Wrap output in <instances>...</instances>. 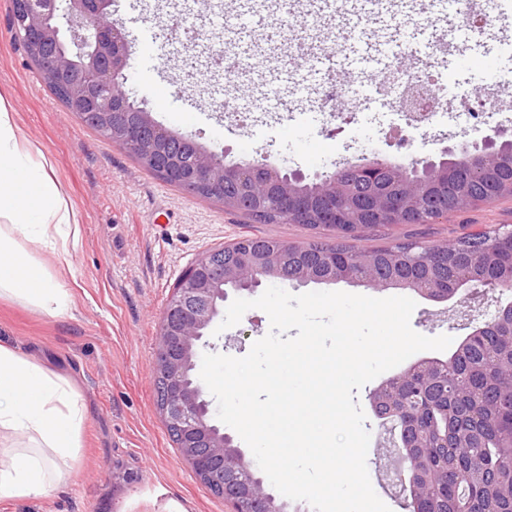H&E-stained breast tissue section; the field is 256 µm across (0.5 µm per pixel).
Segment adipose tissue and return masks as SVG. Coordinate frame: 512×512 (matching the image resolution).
Listing matches in <instances>:
<instances>
[{"label": "adipose tissue", "mask_w": 512, "mask_h": 512, "mask_svg": "<svg viewBox=\"0 0 512 512\" xmlns=\"http://www.w3.org/2000/svg\"><path fill=\"white\" fill-rule=\"evenodd\" d=\"M79 217L44 153L32 152L0 96V297L61 315L69 291L30 252L79 244ZM86 406L71 377L0 345V500H36L63 483L81 448Z\"/></svg>", "instance_id": "adipose-tissue-1"}]
</instances>
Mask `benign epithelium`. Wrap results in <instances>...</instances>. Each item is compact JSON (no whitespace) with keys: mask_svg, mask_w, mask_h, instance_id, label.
<instances>
[{"mask_svg":"<svg viewBox=\"0 0 512 512\" xmlns=\"http://www.w3.org/2000/svg\"><path fill=\"white\" fill-rule=\"evenodd\" d=\"M60 12L69 33L66 40L59 26L50 24ZM11 29L22 35L38 72L65 94L69 111L79 116L93 113L109 140L132 148L144 166L230 211L246 205L253 215L262 214L258 187L265 181L249 180L251 174L260 171L277 182L282 208L292 223L307 226L314 216L317 222L332 224L341 232L349 231L353 224L366 229L368 224L361 219L359 204L352 195L359 178L374 180L389 174L395 179H408L409 193L379 198L375 213L384 221L405 212L413 202L412 194L429 189L426 174L435 172L446 177L448 163L457 159L480 172L497 158L498 144L512 142L511 138H490L480 146H450L443 149L444 159L438 162L415 158L407 166L388 165L362 155L312 179L297 170L273 168L262 156L227 164L223 157L197 142L193 164L188 165L169 144L173 131L163 132L161 139L149 136L148 130L160 125L151 112L135 106L123 90L132 68L131 52L125 22L113 17L112 0H65L63 4L59 0H12ZM62 40L66 41V50L52 61L47 59L44 47ZM234 181L246 182L242 198H224V183ZM317 198L327 201L318 212L313 206ZM234 244L239 247L235 263L224 264V249H213L202 253L183 276L163 312L150 365L153 376L164 387L158 408L166 425L181 437V456L208 489L224 493L232 503L244 495H255L248 485L233 481V477L249 472L250 464L231 438L210 423V403L204 398L200 380L189 378V371L196 366L199 342L224 311L226 286H246L253 291L279 280L282 265L288 263L286 252L250 250L243 237ZM410 470L409 461L399 458L394 474L403 491L411 494Z\"/></svg>","mask_w":512,"mask_h":512,"instance_id":"7a95c632","label":"benign epithelium"}]
</instances>
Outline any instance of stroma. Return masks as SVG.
I'll return each mask as SVG.
<instances>
[{
    "label": "stroma",
    "instance_id": "35a3bbf8",
    "mask_svg": "<svg viewBox=\"0 0 512 512\" xmlns=\"http://www.w3.org/2000/svg\"><path fill=\"white\" fill-rule=\"evenodd\" d=\"M278 0H223L215 26L229 25L258 35L270 53L301 48L321 54L323 63L295 68L291 81L270 79L268 61L238 76L226 93L194 100L196 87L219 83L214 66L198 67L197 86L186 85L179 60L182 45L164 35L170 0H115L117 16L127 19L130 45L142 26L155 34V72L137 71L127 86L136 106L149 110L166 128L193 136L210 150L238 161L265 154L269 164L311 176L367 155L392 164L408 157L440 159L443 148L482 143L495 132L512 136V0H476L490 17L483 34L461 28L454 10L439 11L433 0H335L320 16L309 0H295L280 15ZM11 0H0V95L13 107L16 122L33 148L44 152L53 175L81 221V243L68 254L42 252L47 269L68 288L74 308L52 316L22 302L0 299V343L34 357L46 368L76 379L87 417L80 459L61 487L33 501L1 502L0 512H233L231 503L207 489L171 441L158 409L150 371L163 310L179 280L200 254L243 235H271L293 244L328 238L323 229L301 224H260L224 210L171 185L143 167L125 149L87 127L54 100L22 46L12 37ZM455 48L445 56L438 77L449 94L467 90L481 97L489 74H497L498 112L483 125L457 124L451 112L415 138L406 153L389 129L402 118L390 99L365 87L340 101V113L324 109L330 81L353 82L364 65L365 40L395 44L399 65L412 68L427 59L445 32ZM238 112L225 113V96ZM512 225V198L422 224H393L366 230L351 244L356 250L397 243H450L483 227ZM412 329L422 335L450 336L460 343L472 328L488 321L512 292H487L470 307L459 297L445 300L414 294ZM270 331L267 314L247 311L241 322L221 333H207L200 353L245 356ZM370 381L356 399L371 434L366 464L375 493L391 512H409L385 476L395 454L390 434H379L369 394Z\"/></svg>",
    "mask_w": 512,
    "mask_h": 512
}]
</instances>
